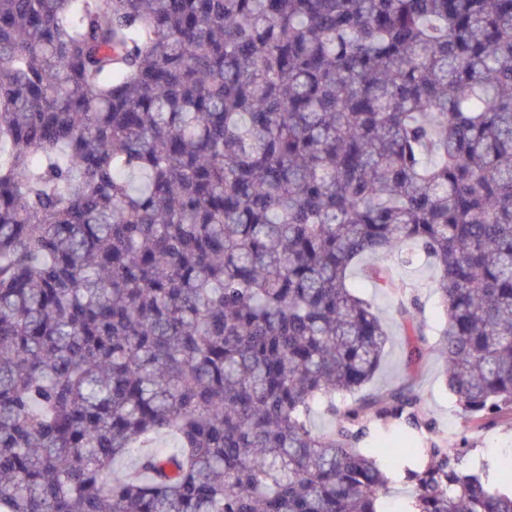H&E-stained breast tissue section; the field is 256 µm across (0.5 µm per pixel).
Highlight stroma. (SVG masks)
<instances>
[{
    "label": "stroma",
    "mask_w": 512,
    "mask_h": 512,
    "mask_svg": "<svg viewBox=\"0 0 512 512\" xmlns=\"http://www.w3.org/2000/svg\"><path fill=\"white\" fill-rule=\"evenodd\" d=\"M364 264V269L356 271L352 281L359 293L378 310L391 335L380 368L368 386L369 392L391 388L405 381L412 382L423 397L434 423L433 430L418 433V440L445 439L452 443L467 439L470 450L463 458L465 468L477 467L482 461L512 450V419L503 418L490 427L469 424L444 386L442 362L436 356L426 354L417 367L407 369L404 361L406 335L396 318L394 297L389 292L374 288L369 282L366 269L373 266V259H365ZM388 264L397 278L416 286L427 338L436 340L445 317L432 288V268L418 260L405 265L396 257L389 259Z\"/></svg>",
    "instance_id": "obj_1"
}]
</instances>
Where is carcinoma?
<instances>
[{"mask_svg": "<svg viewBox=\"0 0 512 512\" xmlns=\"http://www.w3.org/2000/svg\"><path fill=\"white\" fill-rule=\"evenodd\" d=\"M403 252L446 315L368 271L406 366L511 416L512 0H0V512H383L377 432L432 422L355 397L350 279ZM466 451L411 449L407 512H512ZM391 266L397 278L416 286L422 314H417L426 324L427 338L430 343L434 342L444 326L445 317L438 304L437 295L431 286L434 272L425 263L415 259L410 265L402 264L399 257L395 256L384 262Z\"/></svg>", "mask_w": 512, "mask_h": 512, "instance_id": "obj_1", "label": "carcinoma"}]
</instances>
